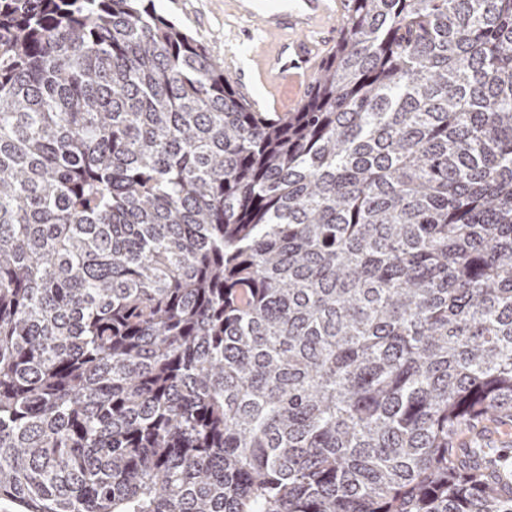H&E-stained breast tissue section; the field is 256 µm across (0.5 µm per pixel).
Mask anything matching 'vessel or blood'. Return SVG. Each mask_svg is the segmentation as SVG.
Here are the masks:
<instances>
[{"mask_svg": "<svg viewBox=\"0 0 512 512\" xmlns=\"http://www.w3.org/2000/svg\"><path fill=\"white\" fill-rule=\"evenodd\" d=\"M328 0H290L286 10L267 12V32L280 35L277 51L264 57L266 73L277 77L313 74L320 50L326 43L323 23L332 16Z\"/></svg>", "mask_w": 512, "mask_h": 512, "instance_id": "b4317fda", "label": "vessel or blood"}]
</instances>
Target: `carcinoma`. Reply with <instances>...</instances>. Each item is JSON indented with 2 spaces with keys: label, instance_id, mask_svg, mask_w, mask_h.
<instances>
[{
  "label": "carcinoma",
  "instance_id": "cac0c4a2",
  "mask_svg": "<svg viewBox=\"0 0 512 512\" xmlns=\"http://www.w3.org/2000/svg\"><path fill=\"white\" fill-rule=\"evenodd\" d=\"M512 0H346L260 112L152 0H0V502L512 512ZM483 443L480 448H483V456L486 461L492 466H497L496 460L500 458V454L509 457L508 468L503 470L510 482L512 481V429L509 431L508 437L498 436L496 434L483 435Z\"/></svg>",
  "mask_w": 512,
  "mask_h": 512
}]
</instances>
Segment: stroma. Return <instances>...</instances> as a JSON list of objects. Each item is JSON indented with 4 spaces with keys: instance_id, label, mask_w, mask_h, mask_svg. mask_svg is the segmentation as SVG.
<instances>
[{
    "instance_id": "35a3bbf8",
    "label": "stroma",
    "mask_w": 512,
    "mask_h": 512,
    "mask_svg": "<svg viewBox=\"0 0 512 512\" xmlns=\"http://www.w3.org/2000/svg\"><path fill=\"white\" fill-rule=\"evenodd\" d=\"M156 12L180 22L207 54L223 64L235 86L263 112H290L303 99L309 79L270 80L261 66L271 48L260 17L239 15L236 0H153Z\"/></svg>"
}]
</instances>
